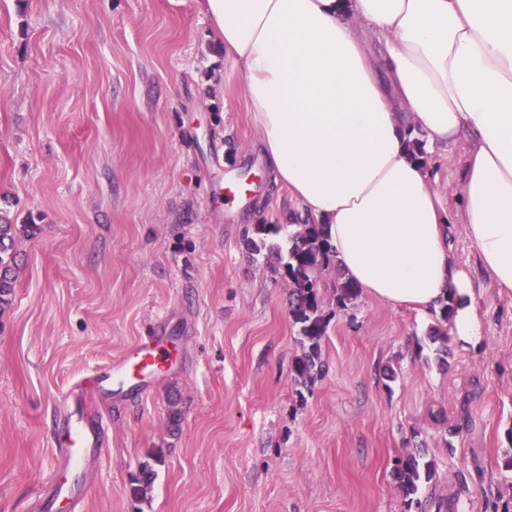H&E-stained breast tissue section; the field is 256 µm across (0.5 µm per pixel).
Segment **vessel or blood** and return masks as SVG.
Listing matches in <instances>:
<instances>
[{
    "label": "vessel or blood",
    "mask_w": 512,
    "mask_h": 512,
    "mask_svg": "<svg viewBox=\"0 0 512 512\" xmlns=\"http://www.w3.org/2000/svg\"><path fill=\"white\" fill-rule=\"evenodd\" d=\"M179 353L165 325H156L149 335L138 337L119 356L101 365L82 387L73 389L57 415L53 444L66 460L54 478L47 512H75L83 497L81 488L69 479L71 467L101 456L106 430L83 404L87 392L132 396L148 393L176 364Z\"/></svg>",
    "instance_id": "1"
}]
</instances>
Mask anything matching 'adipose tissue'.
<instances>
[{"mask_svg": "<svg viewBox=\"0 0 512 512\" xmlns=\"http://www.w3.org/2000/svg\"><path fill=\"white\" fill-rule=\"evenodd\" d=\"M233 57L275 180L324 224L371 298L482 343L479 284L456 261L425 151L469 144L467 239L512 292V0H200Z\"/></svg>", "mask_w": 512, "mask_h": 512, "instance_id": "ef3b65f1", "label": "adipose tissue"}]
</instances>
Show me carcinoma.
<instances>
[{"instance_id": "1", "label": "carcinoma", "mask_w": 512, "mask_h": 512, "mask_svg": "<svg viewBox=\"0 0 512 512\" xmlns=\"http://www.w3.org/2000/svg\"><path fill=\"white\" fill-rule=\"evenodd\" d=\"M288 230V250H282L277 237ZM36 231L34 224H15L0 214V307L9 304L14 283V249L18 239L29 237ZM245 242L248 250L259 254L268 251L274 259L270 265L274 275L288 283L289 312L293 323L299 326L302 352L290 366L293 381L305 387L314 383L325 372L321 360V342L326 334L329 317L320 305L319 290L324 287V277L339 266L336 249L329 243L324 225L312 220L298 222V217L290 215L289 224H252L245 228ZM336 309L342 311L357 300L360 290L344 277L333 286ZM438 324L431 328L430 335L441 342L439 351L447 352L448 332L444 322L448 321V307H443ZM160 458L150 454L141 462L138 474L130 482L133 499L145 497L154 477V464ZM399 487L404 496L418 492L420 485L433 479L431 464L421 461L419 455L408 452L397 458L394 464Z\"/></svg>"}]
</instances>
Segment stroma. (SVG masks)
<instances>
[{
	"mask_svg": "<svg viewBox=\"0 0 512 512\" xmlns=\"http://www.w3.org/2000/svg\"><path fill=\"white\" fill-rule=\"evenodd\" d=\"M242 84L198 0H0V212L40 227L0 309V512H43L61 393L156 322L181 367L137 399L87 393L108 445L72 472L82 512H512V294L491 281L482 345L443 359L435 319L363 295L340 312L323 289L327 372L296 394L288 285L244 230L299 206L256 149ZM466 151L426 158L473 265L450 193ZM250 174L255 202H227ZM413 450L435 477L410 508L393 464ZM160 462V458L153 454H149L147 460L141 462L138 474L134 475L130 482V494L133 499L138 500L145 497L155 477L153 463Z\"/></svg>",
	"mask_w": 512,
	"mask_h": 512,
	"instance_id": "1",
	"label": "stroma"
}]
</instances>
